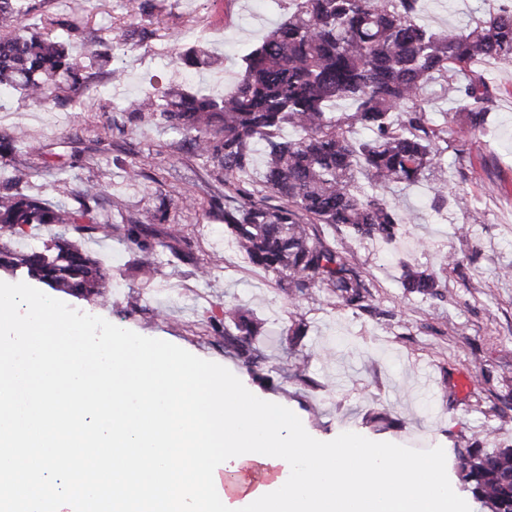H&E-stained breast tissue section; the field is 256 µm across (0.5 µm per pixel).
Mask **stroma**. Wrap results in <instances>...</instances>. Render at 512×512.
I'll list each match as a JSON object with an SVG mask.
<instances>
[{
  "label": "stroma",
  "mask_w": 512,
  "mask_h": 512,
  "mask_svg": "<svg viewBox=\"0 0 512 512\" xmlns=\"http://www.w3.org/2000/svg\"><path fill=\"white\" fill-rule=\"evenodd\" d=\"M140 0H46L60 21L84 22L100 34L137 14ZM506 0H422L420 18L432 29L460 30L501 9ZM288 10V0H152L142 23L158 30L151 41L116 55L92 72L91 94L81 105L39 106L13 90L0 91V141L24 140L8 157L26 172L23 193L52 206L70 204L81 182L99 192L98 212L113 202L136 213L143 239L173 240L158 253L152 280L139 273V253L123 232H74L63 224H37L10 240L16 249L45 250L74 238L111 279L104 299L66 293L59 300L140 335L173 343L233 372L262 399L292 410L313 437L329 441L350 431L369 440L418 450L478 440L484 448L512 446V65L483 63L494 87L484 131L471 130L446 84L431 83L424 108L447 125L443 152L448 205L434 209L435 183L421 181L388 192L404 218L393 243L361 239L344 228H325L367 276L365 309L341 306L328 289L292 300L271 275L255 268L224 231L212 198L224 185L201 167L191 144L163 125L123 126L114 98L132 99L173 87L214 96L233 89L245 55ZM201 45L219 66L190 74L179 52ZM121 71L122 80L112 78ZM142 175L129 180L128 164ZM168 221L156 224L157 208ZM458 264L446 267L448 253ZM442 268L440 297L408 293L403 264ZM208 267V277L198 270ZM252 313L260 371L251 374L211 326L225 305ZM302 334L288 341L294 324ZM307 361L304 380L296 359Z\"/></svg>",
  "instance_id": "obj_1"
}]
</instances>
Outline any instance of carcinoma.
I'll list each match as a JSON object with an SVG mask.
<instances>
[{"mask_svg":"<svg viewBox=\"0 0 512 512\" xmlns=\"http://www.w3.org/2000/svg\"><path fill=\"white\" fill-rule=\"evenodd\" d=\"M45 0H0V86L37 103L82 97L88 70L157 34L135 21L112 27L78 57L71 41L80 26L40 12ZM420 0H288V13L245 58L234 89L223 97L165 91L126 107L129 119L158 120L184 137L194 156L224 182V228L250 262L295 300L330 288L341 302L362 309L368 283L347 253L327 242L319 225L346 226L362 238L392 242L403 218L385 190L438 178L434 202L444 203L438 143L448 127L431 124L420 104L429 83L441 80L463 102L472 129H482L494 89L478 60L512 64V7L464 30L437 32L421 22ZM40 15V24L26 23ZM188 70L217 60L204 47L180 57ZM349 105L336 114V103ZM374 134L355 141L347 129ZM291 129L288 138L283 131ZM266 151L263 179H251L256 146ZM72 204L51 207L19 191H0V235L21 236L29 224L95 220L91 185L71 190ZM130 245L142 255L141 271H155L164 242L140 238L139 220L120 215ZM0 268L24 269L53 290L99 298L105 267L73 241L59 238L49 254L0 247ZM403 287L435 297L439 272L408 267ZM248 311L224 306V347L238 351L250 372L259 368ZM454 465L471 495L490 512H512V448L491 452L476 443L453 449Z\"/></svg>","mask_w":512,"mask_h":512,"instance_id":"obj_1","label":"carcinoma"}]
</instances>
